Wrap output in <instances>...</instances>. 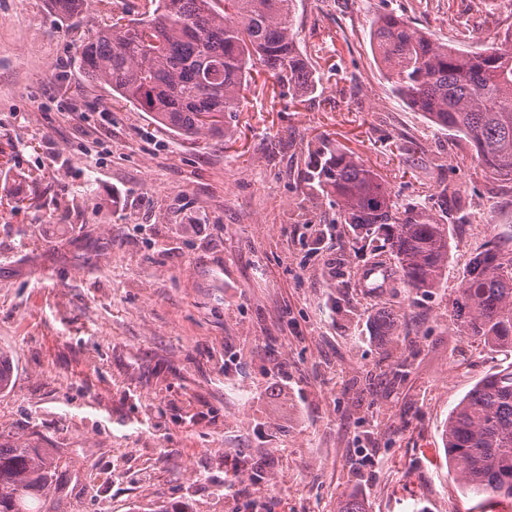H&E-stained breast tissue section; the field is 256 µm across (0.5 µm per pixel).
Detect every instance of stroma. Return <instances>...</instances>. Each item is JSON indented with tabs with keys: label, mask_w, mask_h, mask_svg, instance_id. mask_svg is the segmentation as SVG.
<instances>
[{
	"label": "stroma",
	"mask_w": 512,
	"mask_h": 512,
	"mask_svg": "<svg viewBox=\"0 0 512 512\" xmlns=\"http://www.w3.org/2000/svg\"><path fill=\"white\" fill-rule=\"evenodd\" d=\"M143 3L0 0V439L64 454L58 512H469L444 424L512 351L466 334L458 288L512 235V183L394 95L370 34L393 14L476 50L512 0H296L314 91L257 74L234 138L195 143L80 65L89 28ZM322 138L440 215L439 287L362 288L396 262L307 187Z\"/></svg>",
	"instance_id": "1"
}]
</instances>
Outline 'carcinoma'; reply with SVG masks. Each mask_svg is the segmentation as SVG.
<instances>
[{"label":"carcinoma","mask_w":512,"mask_h":512,"mask_svg":"<svg viewBox=\"0 0 512 512\" xmlns=\"http://www.w3.org/2000/svg\"><path fill=\"white\" fill-rule=\"evenodd\" d=\"M224 2L219 7L218 2ZM62 16L86 0H52ZM295 0H150L142 17L116 16L78 45L88 75L189 141L232 135L261 66L297 98L315 87L293 33ZM371 41L395 93L435 125L463 135L478 163L512 180V50L465 51L386 15ZM307 184L336 197L345 223L383 239L405 287L439 285L448 228L418 203H398L380 176L322 140ZM458 317L472 336L512 348V238L490 241L460 285ZM445 451L463 493L512 500V365L479 380L451 410ZM62 456L0 442V512H47L65 488Z\"/></svg>","instance_id":"cac0c4a2"}]
</instances>
